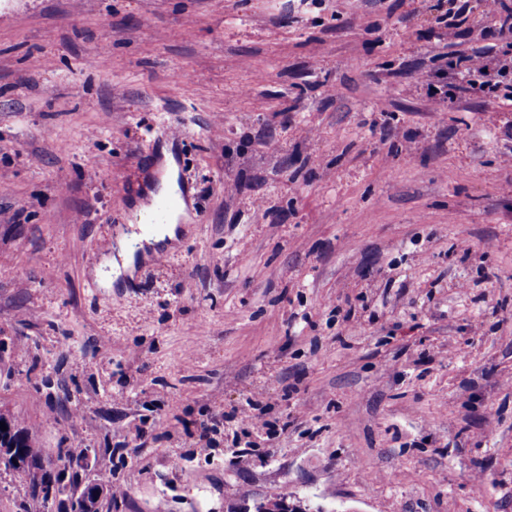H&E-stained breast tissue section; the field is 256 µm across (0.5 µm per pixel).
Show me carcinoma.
Segmentation results:
<instances>
[{
  "instance_id": "carcinoma-1",
  "label": "carcinoma",
  "mask_w": 512,
  "mask_h": 512,
  "mask_svg": "<svg viewBox=\"0 0 512 512\" xmlns=\"http://www.w3.org/2000/svg\"><path fill=\"white\" fill-rule=\"evenodd\" d=\"M7 430H0V459L17 482L28 490V498L20 503L18 512H45L49 492L73 498L82 485L77 476L60 482V476L50 467L51 458L30 435L29 429L16 421L6 422Z\"/></svg>"
}]
</instances>
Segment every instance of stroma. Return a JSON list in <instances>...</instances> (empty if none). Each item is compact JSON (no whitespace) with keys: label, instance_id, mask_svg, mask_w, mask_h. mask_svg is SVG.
Listing matches in <instances>:
<instances>
[{"label":"stroma","instance_id":"1","mask_svg":"<svg viewBox=\"0 0 512 512\" xmlns=\"http://www.w3.org/2000/svg\"><path fill=\"white\" fill-rule=\"evenodd\" d=\"M447 7L0 0V413L99 512H512V76L417 83L512 35ZM165 149L189 220L106 274ZM448 5L445 14L438 18V24L447 30L458 29L467 20L469 0H448ZM90 448H61L57 451V459H70L72 461H68L65 463H62L63 469H71L76 467V461L73 459H81L84 457L83 460L80 461V465L84 467L85 469L91 467V462L95 457V454L98 455V448H94V450ZM87 453V454H86Z\"/></svg>","mask_w":512,"mask_h":512}]
</instances>
